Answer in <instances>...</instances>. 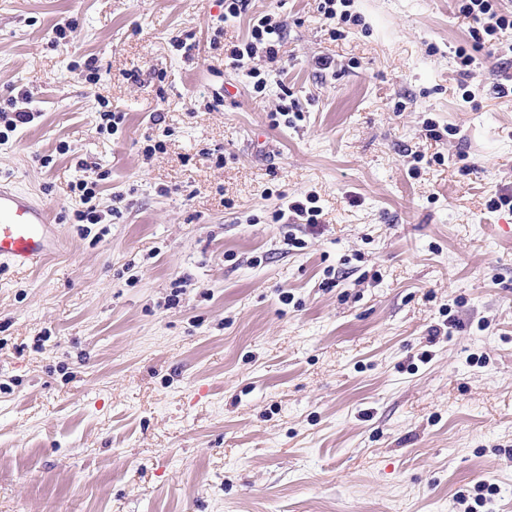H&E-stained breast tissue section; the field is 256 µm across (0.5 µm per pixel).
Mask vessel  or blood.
Here are the masks:
<instances>
[{
	"instance_id": "1",
	"label": "vessel or blood",
	"mask_w": 512,
	"mask_h": 512,
	"mask_svg": "<svg viewBox=\"0 0 512 512\" xmlns=\"http://www.w3.org/2000/svg\"><path fill=\"white\" fill-rule=\"evenodd\" d=\"M48 210L21 189L0 184V263L30 269L58 249Z\"/></svg>"
}]
</instances>
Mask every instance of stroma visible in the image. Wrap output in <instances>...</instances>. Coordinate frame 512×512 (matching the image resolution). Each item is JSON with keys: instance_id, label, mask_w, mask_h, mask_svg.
Segmentation results:
<instances>
[{"instance_id": "stroma-1", "label": "stroma", "mask_w": 512, "mask_h": 512, "mask_svg": "<svg viewBox=\"0 0 512 512\" xmlns=\"http://www.w3.org/2000/svg\"><path fill=\"white\" fill-rule=\"evenodd\" d=\"M351 11L336 38L316 0H0V92L36 114L0 181L62 235L0 266V512H465L481 480L512 512V32L494 56L460 0ZM264 14L259 93L223 50ZM79 179L108 223H75ZM308 195L317 227L273 221Z\"/></svg>"}]
</instances>
